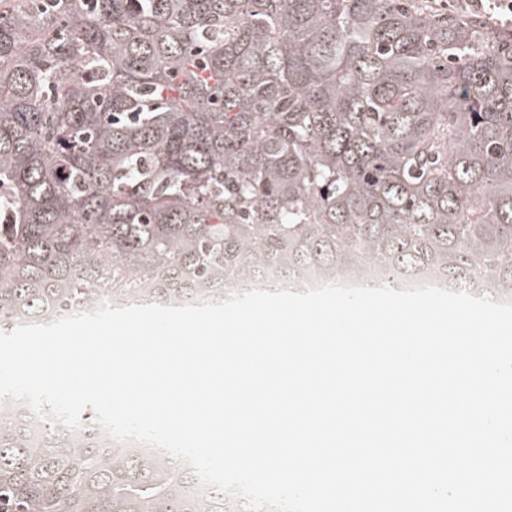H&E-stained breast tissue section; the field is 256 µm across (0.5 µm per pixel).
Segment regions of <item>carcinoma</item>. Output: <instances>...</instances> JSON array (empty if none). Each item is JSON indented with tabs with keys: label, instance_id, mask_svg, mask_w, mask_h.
<instances>
[{
	"label": "carcinoma",
	"instance_id": "1",
	"mask_svg": "<svg viewBox=\"0 0 512 512\" xmlns=\"http://www.w3.org/2000/svg\"><path fill=\"white\" fill-rule=\"evenodd\" d=\"M377 271L512 294V27L427 0H0V330ZM0 512H242L0 403Z\"/></svg>",
	"mask_w": 512,
	"mask_h": 512
}]
</instances>
